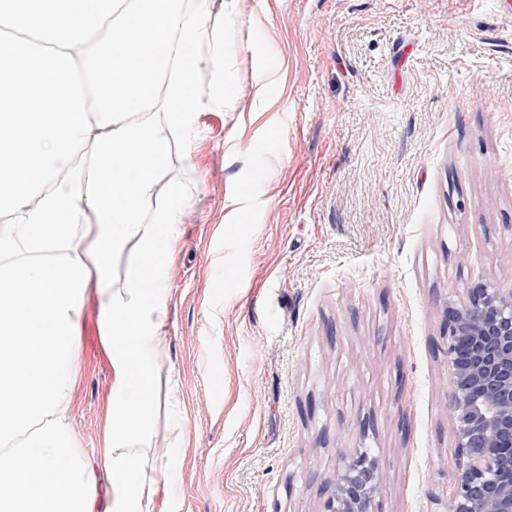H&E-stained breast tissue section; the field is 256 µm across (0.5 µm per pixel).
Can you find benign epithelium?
<instances>
[{
  "instance_id": "benign-epithelium-1",
  "label": "benign epithelium",
  "mask_w": 512,
  "mask_h": 512,
  "mask_svg": "<svg viewBox=\"0 0 512 512\" xmlns=\"http://www.w3.org/2000/svg\"><path fill=\"white\" fill-rule=\"evenodd\" d=\"M447 307L448 413L461 449L441 512H512V289L486 279ZM378 459L345 458L324 489L321 512H377Z\"/></svg>"
}]
</instances>
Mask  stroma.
Instances as JSON below:
<instances>
[{
  "label": "stroma",
  "instance_id": "1",
  "mask_svg": "<svg viewBox=\"0 0 512 512\" xmlns=\"http://www.w3.org/2000/svg\"><path fill=\"white\" fill-rule=\"evenodd\" d=\"M230 103L173 141L193 196L154 374L186 423L159 461L175 512H319L345 454L379 512H439L459 461L448 303L512 287V16L495 0H240L214 12ZM265 82L280 106L260 109ZM71 421L99 446L98 309Z\"/></svg>",
  "mask_w": 512,
  "mask_h": 512
}]
</instances>
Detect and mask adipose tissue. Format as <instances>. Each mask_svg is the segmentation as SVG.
Segmentation results:
<instances>
[{
	"instance_id": "obj_1",
	"label": "adipose tissue",
	"mask_w": 512,
	"mask_h": 512,
	"mask_svg": "<svg viewBox=\"0 0 512 512\" xmlns=\"http://www.w3.org/2000/svg\"><path fill=\"white\" fill-rule=\"evenodd\" d=\"M215 0H0V512H170L159 451L182 418L151 425L168 319L167 266L191 199L156 185L170 135L195 140L223 111ZM212 80L196 83L200 65ZM141 254L121 288L112 261ZM99 308L112 380L99 449L79 451L72 392L81 319Z\"/></svg>"
}]
</instances>
